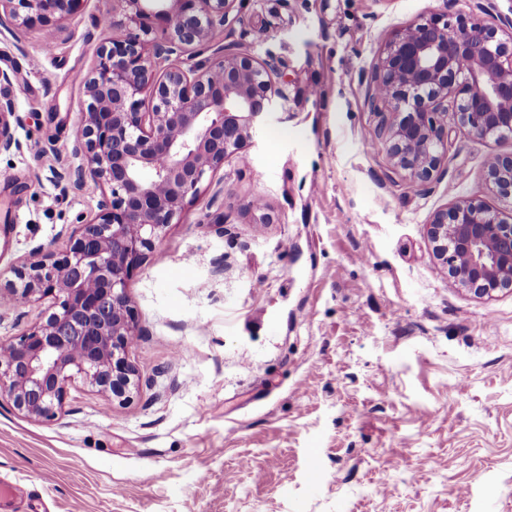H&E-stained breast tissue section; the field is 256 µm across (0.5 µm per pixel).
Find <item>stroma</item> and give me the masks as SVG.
<instances>
[{
    "label": "stroma",
    "instance_id": "1",
    "mask_svg": "<svg viewBox=\"0 0 512 512\" xmlns=\"http://www.w3.org/2000/svg\"><path fill=\"white\" fill-rule=\"evenodd\" d=\"M216 45L277 68L285 112L187 202L128 282L140 388L75 381L32 421L0 401V512H512V293L455 288L426 235L453 200L499 201L485 141L453 132L424 191L373 143L359 80L400 28L440 13L512 26V0H238ZM112 0H85L44 52L0 35L20 152L0 155V281L60 255L103 188L75 143ZM264 197L271 223L248 202ZM50 299L0 298V342ZM319 480H311V469Z\"/></svg>",
    "mask_w": 512,
    "mask_h": 512
}]
</instances>
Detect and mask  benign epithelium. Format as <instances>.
I'll return each mask as SVG.
<instances>
[{"instance_id":"benign-epithelium-1","label":"benign epithelium","mask_w":512,"mask_h":512,"mask_svg":"<svg viewBox=\"0 0 512 512\" xmlns=\"http://www.w3.org/2000/svg\"><path fill=\"white\" fill-rule=\"evenodd\" d=\"M82 2L0 0V33L17 39L37 22L54 43L58 22ZM113 2L128 22L99 46L84 83L76 146L87 169L61 176L66 191L88 173L109 194L60 257L35 249L0 285V296L23 306L52 299L41 323L0 342V401L35 421L62 412L77 379L121 400L139 388L128 357L139 335L128 281L206 176L230 158L245 161L263 116L289 101L276 70L248 50L206 55L216 30L238 20L236 0ZM152 17L164 24L161 39L149 38ZM359 79L378 117L374 141L417 188L440 168L452 132L494 141L512 135V30L432 14L397 31ZM13 82L14 72L0 68V154L23 149L7 93ZM485 171L512 206V153H489ZM426 233L455 287L478 298L512 292V215L455 200L431 216Z\"/></svg>"}]
</instances>
